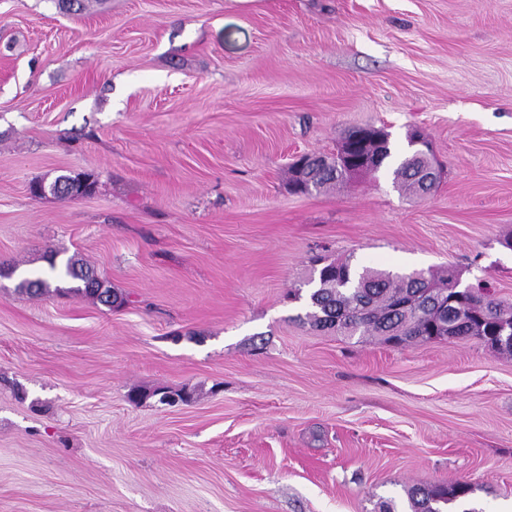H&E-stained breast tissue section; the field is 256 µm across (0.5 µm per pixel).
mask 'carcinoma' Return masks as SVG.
<instances>
[{
    "mask_svg": "<svg viewBox=\"0 0 512 512\" xmlns=\"http://www.w3.org/2000/svg\"><path fill=\"white\" fill-rule=\"evenodd\" d=\"M369 131V126L347 129L339 147L347 145L352 156H361L365 143L360 134ZM320 161L305 173L307 191L344 184L353 178L336 155L323 156ZM427 165V159H415L410 151H405L390 165L393 183L408 193L428 194L432 184H424ZM48 261L57 280L78 282L76 286H57L55 290L82 292L109 307L117 300L112 288L78 260L70 258L59 267L52 253ZM309 284L312 288L305 320L313 327L334 329L349 337L399 336L404 342L430 341L434 336L475 337L487 343L501 316L512 318V306L493 298L485 284L458 288L450 292L455 302L436 307L429 303L424 280L366 266L353 267L348 258L313 270ZM17 290L43 295L50 291V284L39 276L25 277ZM472 493V486L464 481L449 487L416 486L407 491L406 512H480L469 499Z\"/></svg>",
    "mask_w": 512,
    "mask_h": 512,
    "instance_id": "cac0c4a2",
    "label": "carcinoma"
}]
</instances>
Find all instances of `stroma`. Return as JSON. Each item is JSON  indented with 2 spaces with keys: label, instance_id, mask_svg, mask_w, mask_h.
I'll list each match as a JSON object with an SVG mask.
<instances>
[{
  "label": "stroma",
  "instance_id": "35a3bbf8",
  "mask_svg": "<svg viewBox=\"0 0 512 512\" xmlns=\"http://www.w3.org/2000/svg\"><path fill=\"white\" fill-rule=\"evenodd\" d=\"M355 125L436 189L300 194ZM89 171L90 194L30 186ZM512 0H0V512L512 504V353L304 323L313 257L512 304ZM60 252L122 298L18 292ZM184 389L186 405L130 391ZM410 140V148L418 159L413 158L408 146V149L390 165L393 183L402 191L424 196L431 191L433 185L432 182L424 184V170L428 165V159L419 158L424 152L421 147H427V143L418 131L411 133ZM472 486L459 481L452 486H416L407 491L408 510H397V504L390 500L382 504L381 512H482L473 506L469 496Z\"/></svg>",
  "mask_w": 512,
  "mask_h": 512
}]
</instances>
